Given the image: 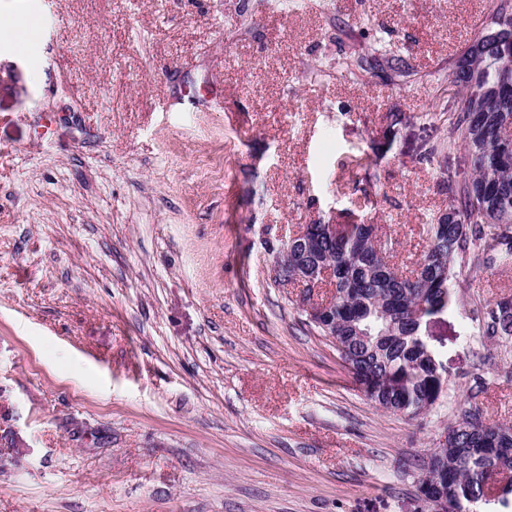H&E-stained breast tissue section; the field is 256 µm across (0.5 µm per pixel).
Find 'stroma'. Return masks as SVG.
Segmentation results:
<instances>
[{
    "label": "stroma",
    "mask_w": 512,
    "mask_h": 512,
    "mask_svg": "<svg viewBox=\"0 0 512 512\" xmlns=\"http://www.w3.org/2000/svg\"><path fill=\"white\" fill-rule=\"evenodd\" d=\"M41 2L0 0V512H428L473 374L512 424V348L471 319L512 265L423 320L447 387L411 418L363 396L262 229L377 224L412 268L471 175L429 149L498 0ZM385 43L408 76L337 70Z\"/></svg>",
    "instance_id": "35a3bbf8"
}]
</instances>
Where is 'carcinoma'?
I'll list each match as a JSON object with an SVG mask.
<instances>
[{
    "mask_svg": "<svg viewBox=\"0 0 512 512\" xmlns=\"http://www.w3.org/2000/svg\"><path fill=\"white\" fill-rule=\"evenodd\" d=\"M477 37L461 54L474 67L456 76L460 102L448 112V141L435 151L462 148L472 178L448 186V213L426 225L425 245L406 271L390 260L393 239L376 224H352L336 235L326 224H307L293 248L306 251L310 273L330 276L334 303L320 335L334 334L345 368L364 396L391 413L417 417L441 397L446 385L436 353L420 337L424 318L448 309L449 285L480 267L512 261V57L487 64L497 50ZM482 334L512 346V296L477 313ZM474 377L469 399L448 426V450L434 456L423 500L444 498L448 512H472L485 496L493 473L512 471V426L490 422L471 402L482 391Z\"/></svg>",
    "mask_w": 512,
    "mask_h": 512,
    "instance_id": "1",
    "label": "carcinoma"
}]
</instances>
